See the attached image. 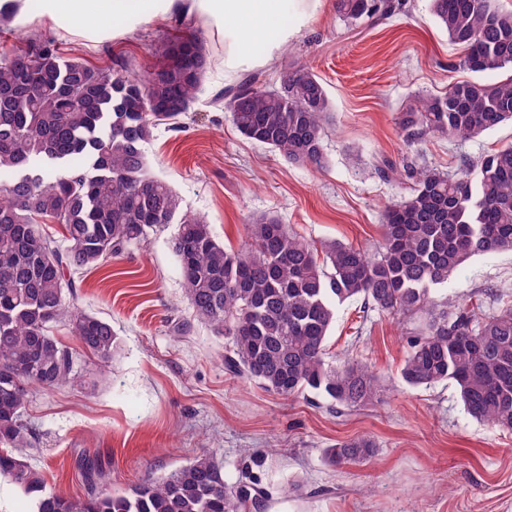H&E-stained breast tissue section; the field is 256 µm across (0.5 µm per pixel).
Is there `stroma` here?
<instances>
[{"label":"stroma","instance_id":"35a3bbf8","mask_svg":"<svg viewBox=\"0 0 512 512\" xmlns=\"http://www.w3.org/2000/svg\"><path fill=\"white\" fill-rule=\"evenodd\" d=\"M406 2L408 13L351 25L339 17L336 0H321L277 60L254 69L270 86L299 58L324 80L334 111L324 141L329 164L320 172L287 163L237 131L223 97L221 46L208 40L213 61L189 112L177 128L155 129L146 152L156 174L226 248L241 246L249 217L270 213L315 242L376 252L386 207L413 185L380 178L376 160L453 171L512 144L506 123L475 138H434L416 150L404 145L401 109L415 96H440L472 77L460 68L463 50L438 26L429 0ZM17 25L18 32L0 34V53L22 35L55 42L64 57L91 66L122 58L136 73L158 62L170 34L203 30L184 15L93 44L57 36L46 24L21 19ZM170 239V230L150 232L124 255L75 277L71 303L110 321L120 348L104 367L83 351L69 325L55 327L76 355L77 377L34 391L24 413L49 487L84 495L76 468L84 454L101 457L110 490L120 492L213 453L227 476L260 479L270 497L266 512H512V432L471 418L453 385L412 389L400 378L417 321L375 312L363 320L355 303L337 310L328 349L384 380L382 402L340 412L310 392L284 398L225 373L224 340L193 319ZM447 294L484 313L511 301L512 253L473 258ZM178 319L190 328L177 339L170 325ZM360 435L377 444L370 462L325 463L326 448ZM294 481L301 485L295 492Z\"/></svg>","mask_w":512,"mask_h":512}]
</instances>
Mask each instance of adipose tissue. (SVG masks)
Listing matches in <instances>:
<instances>
[{
  "mask_svg": "<svg viewBox=\"0 0 512 512\" xmlns=\"http://www.w3.org/2000/svg\"><path fill=\"white\" fill-rule=\"evenodd\" d=\"M320 0H7L8 9L94 42L116 40L176 12L196 15L224 45V78L274 62Z\"/></svg>",
  "mask_w": 512,
  "mask_h": 512,
  "instance_id": "obj_1",
  "label": "adipose tissue"
}]
</instances>
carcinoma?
I'll list each match as a JSON object with an SVG mask.
<instances>
[{
  "instance_id": "carcinoma-1",
  "label": "carcinoma",
  "mask_w": 512,
  "mask_h": 512,
  "mask_svg": "<svg viewBox=\"0 0 512 512\" xmlns=\"http://www.w3.org/2000/svg\"><path fill=\"white\" fill-rule=\"evenodd\" d=\"M348 22L390 15L395 0H337ZM459 66L474 73L512 70V10L495 0H430ZM208 49L198 35H175L161 65L142 82L115 61L95 68L64 58L50 42L0 56V477L33 503L32 512H248L268 498L259 480L234 483L202 454L170 474L121 493L107 489L98 457L77 467L86 493L48 488L30 462L32 431L24 410L35 387L75 378L73 354L51 331L69 321L85 351L106 365L119 347L112 324L66 302L71 275L94 268L176 225L171 247L194 317L224 338V370L290 397L323 394L351 411L383 400L386 388L367 366L329 359L336 309L420 316L401 371L411 387L449 382L466 413L512 431V305L489 316L432 293L448 287L474 257L512 253V146L450 173L384 159L383 179L404 174L414 188L383 214L375 254L335 241L316 244L275 215L246 224L238 250L183 209L181 196L153 172L145 145L161 126L176 127L206 74ZM251 77L227 103L246 139L286 162L328 165L326 124L333 105L322 79L296 61L275 85ZM512 121V74L491 84L462 81L448 94L416 97L398 116L409 146L432 137L469 138ZM57 224V239L45 225ZM377 451L365 435L326 449L331 466L362 464Z\"/></svg>"
}]
</instances>
